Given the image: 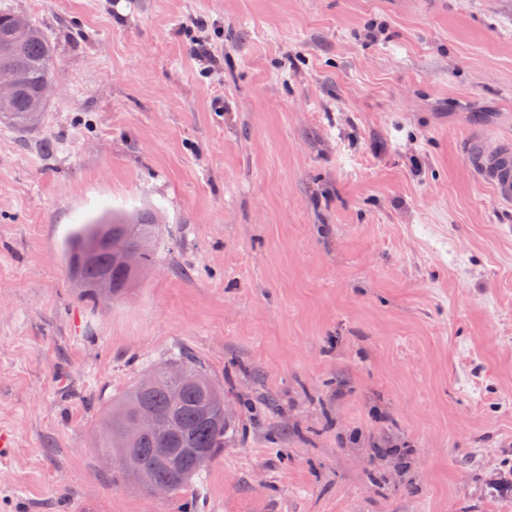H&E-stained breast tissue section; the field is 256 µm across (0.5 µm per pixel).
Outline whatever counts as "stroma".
Instances as JSON below:
<instances>
[{
    "label": "stroma",
    "mask_w": 512,
    "mask_h": 512,
    "mask_svg": "<svg viewBox=\"0 0 512 512\" xmlns=\"http://www.w3.org/2000/svg\"><path fill=\"white\" fill-rule=\"evenodd\" d=\"M10 3L56 76L0 124V512H512V199L466 154L512 140V0ZM143 206L157 261L88 298L68 237ZM176 353L230 431L158 496L102 422Z\"/></svg>",
    "instance_id": "1"
}]
</instances>
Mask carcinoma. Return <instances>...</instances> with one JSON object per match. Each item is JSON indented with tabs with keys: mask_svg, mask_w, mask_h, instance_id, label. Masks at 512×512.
<instances>
[{
	"mask_svg": "<svg viewBox=\"0 0 512 512\" xmlns=\"http://www.w3.org/2000/svg\"><path fill=\"white\" fill-rule=\"evenodd\" d=\"M13 72L11 86L0 91V122L17 127L32 123L33 103L44 87L54 80L55 63L48 36L28 16L0 6V68ZM156 221L150 212L139 214L136 223L128 224L112 216V225L92 222L78 229L68 242L69 272L87 287L94 299L100 290L117 296L133 270L117 262L122 249L135 245L140 265L154 262L151 240ZM179 361L188 370V378L171 393L157 387L149 371L112 409L103 430L107 434L103 455H123L129 460L125 471L147 488L154 482L171 485L179 492L193 477L201 474L194 453L204 451L215 459L224 448L229 424L224 419V391L199 364L185 358ZM145 416L156 427L135 440L125 435L127 422ZM174 449L173 458L163 460L155 449Z\"/></svg>",
	"mask_w": 512,
	"mask_h": 512,
	"instance_id": "cac0c4a2",
	"label": "carcinoma"
}]
</instances>
